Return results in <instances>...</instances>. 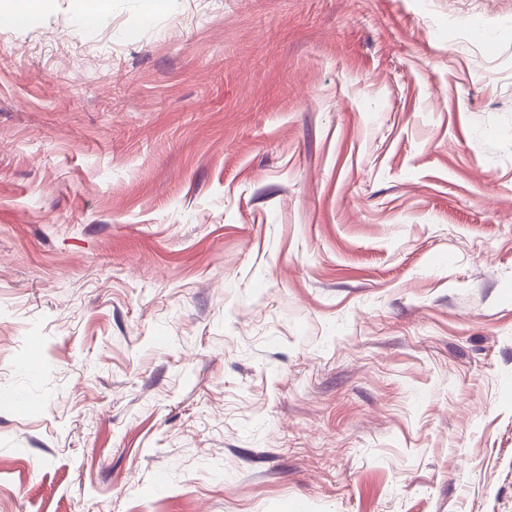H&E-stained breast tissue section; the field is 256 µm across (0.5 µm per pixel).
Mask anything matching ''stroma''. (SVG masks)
Masks as SVG:
<instances>
[{
	"label": "stroma",
	"instance_id": "stroma-1",
	"mask_svg": "<svg viewBox=\"0 0 512 512\" xmlns=\"http://www.w3.org/2000/svg\"><path fill=\"white\" fill-rule=\"evenodd\" d=\"M1 390L0 512H512V0L0 24Z\"/></svg>",
	"mask_w": 512,
	"mask_h": 512
}]
</instances>
